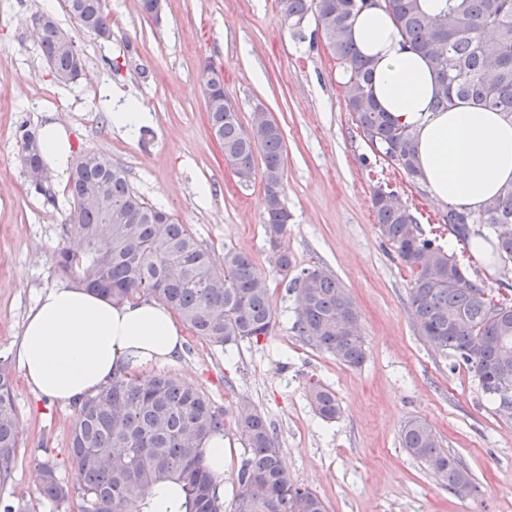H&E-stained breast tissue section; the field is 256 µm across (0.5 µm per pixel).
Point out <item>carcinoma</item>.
<instances>
[{
    "label": "carcinoma",
    "mask_w": 512,
    "mask_h": 512,
    "mask_svg": "<svg viewBox=\"0 0 512 512\" xmlns=\"http://www.w3.org/2000/svg\"><path fill=\"white\" fill-rule=\"evenodd\" d=\"M67 14L87 33L112 29L106 0H63ZM288 19L300 26L317 18L316 35L330 54L346 65V104L363 135L382 154L400 160L399 169L421 181L412 132L380 109L368 91L371 63L349 39L354 11L366 0H283ZM411 48L434 65L436 107L468 102L512 116V0H446L436 15L420 0H383ZM35 29L37 43L56 81L69 84L86 68L83 56L49 13ZM212 134L224 160L237 169L238 183L255 179V157L262 162L265 195L264 234L270 247L285 239L291 215L285 189L284 135L275 119L256 112L242 126L238 112L224 111V92L204 91ZM39 134L21 126L24 167H44L41 148L30 147ZM79 152L70 169V209L66 223L77 226L78 241L60 248L56 269L62 276L115 302L153 296L175 311L191 332L213 346L268 336L276 312L267 277L245 254L224 247L217 264L185 225L162 207L147 202L129 184L125 171L90 160ZM100 202L89 208L84 198ZM372 205L381 237L413 273L408 291L420 335L454 358L453 365L473 372L495 415L512 424V400L493 390L502 371L512 384V305L496 302L484 282L474 278L435 239L426 237L409 207L373 193ZM448 227L462 238L475 225L486 228L498 255L501 275L512 274V184L504 186L475 214L448 208ZM277 273L296 294L294 329L321 352L349 367L367 358L358 330L359 312L341 283L318 267L294 270L288 249L273 253ZM308 398L315 413L331 421L341 414L331 388L313 382ZM245 457L233 487V512H327L324 500L309 490L303 506L300 491L285 470L274 429L245 402L237 410ZM224 431V413L177 377L125 376L76 407L69 454L80 475V512H158L155 496L175 493L170 512H222L217 485L204 464L202 440ZM402 448L425 463L450 490L470 485L468 472L442 448L430 425L419 419L401 430ZM20 445L12 390L11 364L0 357V482L6 483ZM40 497L56 509L72 498L49 461L39 465Z\"/></svg>",
    "instance_id": "cac0c4a2"
}]
</instances>
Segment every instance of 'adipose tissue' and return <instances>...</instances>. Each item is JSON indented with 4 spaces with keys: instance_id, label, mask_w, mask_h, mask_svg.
Segmentation results:
<instances>
[{
    "instance_id": "adipose-tissue-1",
    "label": "adipose tissue",
    "mask_w": 512,
    "mask_h": 512,
    "mask_svg": "<svg viewBox=\"0 0 512 512\" xmlns=\"http://www.w3.org/2000/svg\"><path fill=\"white\" fill-rule=\"evenodd\" d=\"M349 37L372 62L375 101L413 132L417 164L436 202L477 212L512 183V118L469 103L434 111L433 66L408 47L382 7L355 12ZM183 343L161 303L117 304L68 285L39 295L23 323L17 361L38 398L67 407L115 378L145 376L174 361Z\"/></svg>"
}]
</instances>
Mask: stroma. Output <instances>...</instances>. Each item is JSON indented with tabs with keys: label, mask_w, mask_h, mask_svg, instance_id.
Returning <instances> with one entry per match:
<instances>
[{
	"label": "stroma",
	"mask_w": 512,
	"mask_h": 512,
	"mask_svg": "<svg viewBox=\"0 0 512 512\" xmlns=\"http://www.w3.org/2000/svg\"><path fill=\"white\" fill-rule=\"evenodd\" d=\"M112 37L83 31L62 0H0V356L15 357L22 322L37 297L62 284L54 267L67 235L68 181L50 175L36 192L21 163L20 126L61 123L72 151L106 154L145 200L186 224L215 262L225 246L251 257L266 275L276 311L272 335L221 349L187 335L168 372L196 387L224 414V505L244 457L236 411L248 402L271 423L290 477L316 491L328 512H512V425L499 421L466 367L421 337L408 299L411 270L378 234L372 196L396 192L427 237L482 277L493 298L512 288L486 272L466 241L449 242L445 208L389 164L346 106L342 68L313 43L314 18L285 25L281 0H163L160 19L140 0H107ZM49 11L86 59L83 76L56 82L37 44L32 18ZM224 74V94L242 124L263 107L285 139L284 203L292 220L285 245L296 269L333 274L357 305L367 358L352 368L307 345L293 329L295 297L271 262L263 233L260 182L241 187L213 140L203 92L205 66ZM133 108L150 113L132 134L108 121ZM21 447L0 498L38 499V465L52 460L70 487L75 410L45 406L14 369ZM335 391L342 414L312 410L310 382ZM428 422L470 472L451 491L400 443L404 424Z\"/></svg>",
	"instance_id": "35a3bbf8"
}]
</instances>
